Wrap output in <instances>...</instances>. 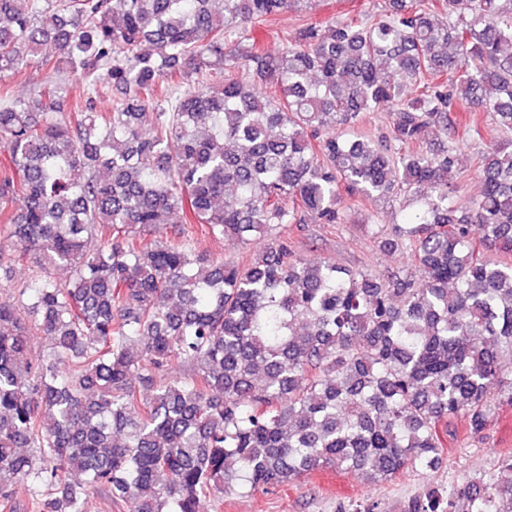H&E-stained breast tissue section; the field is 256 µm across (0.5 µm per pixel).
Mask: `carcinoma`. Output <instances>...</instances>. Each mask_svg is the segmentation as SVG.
<instances>
[{
  "instance_id": "cac0c4a2",
  "label": "carcinoma",
  "mask_w": 512,
  "mask_h": 512,
  "mask_svg": "<svg viewBox=\"0 0 512 512\" xmlns=\"http://www.w3.org/2000/svg\"><path fill=\"white\" fill-rule=\"evenodd\" d=\"M300 3L0 0V75L36 55L85 87L69 106L60 79L26 99L0 85V256L36 267L0 301V512H88L102 494L221 512L324 469L378 486L440 466L448 425L478 435L512 405V142L456 110L512 132V10L389 0L268 52L254 32ZM213 71L223 83L185 88ZM386 104L387 133L344 134ZM463 141L482 145L465 207L448 186ZM357 194L405 199L374 237L407 269L295 251L289 232L343 223ZM194 226L270 243L212 262ZM36 335L48 353L31 355ZM401 512H512V452Z\"/></svg>"
}]
</instances>
